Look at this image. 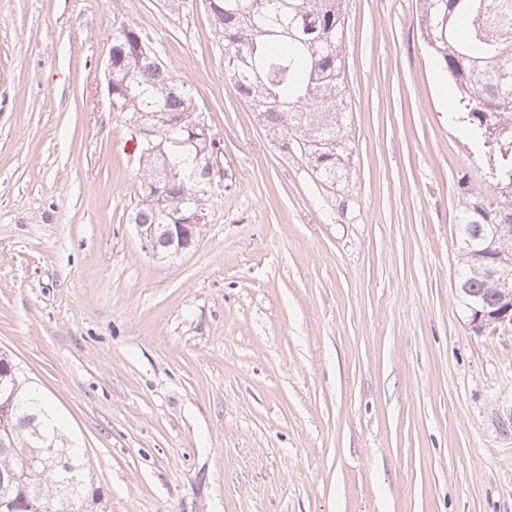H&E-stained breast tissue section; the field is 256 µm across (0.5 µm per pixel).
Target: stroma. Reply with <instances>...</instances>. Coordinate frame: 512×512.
I'll list each match as a JSON object with an SVG mask.
<instances>
[{
	"mask_svg": "<svg viewBox=\"0 0 512 512\" xmlns=\"http://www.w3.org/2000/svg\"><path fill=\"white\" fill-rule=\"evenodd\" d=\"M419 0H349L342 179L281 150L224 79L205 0H0V352L111 512H512V329L457 296L486 180ZM126 20L217 141L194 249L153 256Z\"/></svg>",
	"mask_w": 512,
	"mask_h": 512,
	"instance_id": "obj_1",
	"label": "stroma"
}]
</instances>
